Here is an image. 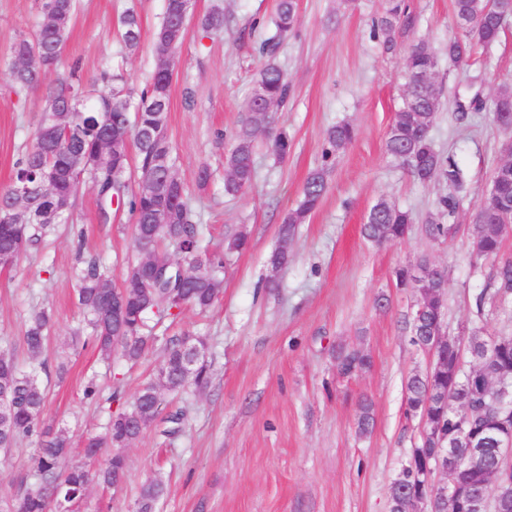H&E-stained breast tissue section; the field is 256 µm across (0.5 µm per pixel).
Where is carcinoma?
I'll return each instance as SVG.
<instances>
[{"mask_svg": "<svg viewBox=\"0 0 512 512\" xmlns=\"http://www.w3.org/2000/svg\"><path fill=\"white\" fill-rule=\"evenodd\" d=\"M77 8L76 0H42L32 35H20L11 45L9 73L12 88L20 94L30 90L41 92V109L34 140L14 162L11 183L0 190V209L11 208L10 221L0 222V252L9 251L19 260L27 247L35 244L47 229L72 215L76 186L85 176L97 192L98 219L102 224L112 220V204L127 207L133 219L134 241L149 239L156 255L170 253L158 247L161 242L174 248L185 264L197 262L204 269L197 275L182 279L177 266L161 269L150 275L154 293L146 296L139 284L130 279V272H144L142 258L127 266L121 287L127 289L125 300L131 316L130 323L114 324L104 311L105 297L115 291L112 281L95 259L84 262L78 274L77 303L82 310L91 334L83 344L92 345L105 361L119 356L127 361L139 360L146 351L160 345L163 363L155 379L142 385L134 394L129 408L111 417L106 432L87 438L83 448L73 452L66 432H40L38 426L46 403V390L32 373L21 371L13 358L0 354V452H8L18 442L33 435L39 437L38 448L32 457L36 483L24 489L6 512H52L51 504L59 508L74 506L84 499L93 482L111 486L124 475L126 460L116 452L107 465L95 472L87 468L86 460L104 448H126L158 418L163 393L180 391L189 382L204 388L210 382V365L200 356L190 377L183 367L188 356L186 345L206 350L200 337L155 336L149 322L155 317H176L187 308L209 309L221 292L224 252L239 251L248 244L247 230H240L225 240L224 250L208 251L201 245L198 225L188 205L182 181H173L155 163L158 148L170 146L166 134V114L170 102L173 73L166 66V56L186 40L188 30L182 16L193 14L189 0H165L164 12L153 40L157 61L139 94L123 71L106 68L89 83L82 81L78 64L56 79L46 81L47 70L56 64ZM455 32L448 37V61L468 62L478 52H488L505 32L502 15L512 16V0H452ZM297 22L296 0H279L274 25L276 34L264 43L265 54L272 55L278 40L293 30ZM405 0H390L386 16L377 24L384 45L392 50L397 46L399 25H412ZM206 36H218L224 31V10L213 8L198 20ZM122 51L136 53L142 41V28L137 13L127 10L119 19ZM437 51L424 41L411 45L405 53L408 81L403 105L396 112L385 142L388 155L400 162L419 181H443L452 193L441 196L436 213L425 219V232L433 240L448 235V224L457 219L460 201L457 196L464 186L463 173L453 155L444 156L434 149L431 130L442 109V87L432 80L436 72ZM291 85L285 72L272 60L262 68L256 92L246 108L245 118L237 131L226 157L228 177L224 192L231 196L243 193L254 178V149L258 133L269 134L272 150L281 158L288 155L290 140L280 126L278 109L288 100ZM486 110L512 113V81H504L486 100L476 94L458 103V111ZM112 134L118 144L113 166L98 170L89 164L99 146L102 131ZM349 124L329 127L324 135L321 166L312 170L302 190L298 207L283 219L278 231V246L269 263L274 268L288 264L290 243L297 227L320 204L326 192V171L338 152L355 138ZM57 173V182L45 188L44 174ZM491 182L499 185L500 195L491 204L479 200L468 215L469 234L474 262L498 259L507 230L502 215L512 212V172L503 173L496 166ZM26 188L19 204H14V190ZM63 197L68 208L60 212L55 202ZM414 223L410 211L381 199L368 211L362 227L370 241L394 242L405 237ZM417 265L429 269L428 278L421 284L429 300L422 312H413L411 342L416 346L431 335L436 324V310L445 308L448 269L433 267L423 257ZM512 298V261L505 260L495 267L492 287L483 289L477 298V309L488 304L506 310ZM51 313L41 308L34 311L26 325L24 342L30 357L38 358L47 341ZM469 354L482 380H495L506 374L512 378V336H483L474 330L467 336ZM456 353H444V362L431 374H414L405 384L406 414L417 411L440 424L445 435L459 429V416L451 406L435 407L440 391H464L469 379L451 371ZM337 365L347 370L362 371L370 366V358L358 349L342 347L336 354ZM490 406L486 399L476 398L471 404L474 415L467 421L469 441L483 448L496 447V439L486 429L485 417L477 411ZM359 432L365 434L373 426L372 403L360 401ZM455 470L457 479L470 490L486 488L491 468L497 465L488 457L471 462L459 453ZM164 486L157 480L147 482L141 490L137 512H153L155 503L163 496Z\"/></svg>", "mask_w": 512, "mask_h": 512, "instance_id": "1", "label": "carcinoma"}]
</instances>
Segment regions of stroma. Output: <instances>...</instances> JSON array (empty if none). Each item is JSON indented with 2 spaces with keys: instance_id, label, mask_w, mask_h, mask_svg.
Wrapping results in <instances>:
<instances>
[{
  "instance_id": "35a3bbf8",
  "label": "stroma",
  "mask_w": 512,
  "mask_h": 512,
  "mask_svg": "<svg viewBox=\"0 0 512 512\" xmlns=\"http://www.w3.org/2000/svg\"><path fill=\"white\" fill-rule=\"evenodd\" d=\"M276 2L194 0L197 17L216 5L223 9L224 33L208 38L191 27L175 53L166 121L174 168L204 242L220 248L244 229L249 245L225 254L222 290L209 311L187 309L156 328L163 336L189 331L206 339L209 385L190 383L166 394L163 418L123 450L125 483L116 490L90 485L79 512H136L150 479L164 485L159 512H389L391 485L421 443L419 418L405 412V383L429 365L406 326L415 294L397 287L395 270L423 255L447 266L448 334L465 336L478 327L487 336H512V313L476 314L475 297L492 266L474 268L466 218L502 157L503 135L489 113L462 119L456 112L458 100L490 96L502 79H512V21L491 54H477L469 67L439 62L443 108L431 138L436 151L455 155L466 188L452 230L433 240L423 220L448 188L411 176L387 155L385 139L402 105L405 51L423 40L444 52L454 30L451 0H407L415 22L390 51L374 35L388 0H297V24L275 57L293 88L281 111L290 150L278 158L266 137H258L251 187L225 195V158L265 64L259 47L275 33ZM163 6L164 0H77L59 71L76 60L89 79L120 59L118 18L131 8L140 17L142 43L120 60L131 83L143 84L155 65L153 33ZM38 7L39 0H0V187L39 120V93L15 94L9 77L12 41L32 34ZM339 123L351 124L356 138L338 155L321 204L299 225L288 265L272 269L278 227L321 162L325 130ZM204 166L211 179L202 187L197 173ZM382 198L412 211L415 222L404 240L380 246L364 237L362 225ZM97 213L96 192L81 180L72 221L52 225L14 266L0 268V350L29 370L25 324L34 309L51 311L41 355L40 378L48 388L43 422L67 430L76 448L118 412L113 390L131 401L162 363L158 348L133 365L108 364L95 349L71 343L84 327L75 298L77 251L97 255L116 286L138 256L128 211L113 212L108 224ZM340 344L367 353L369 368L339 375ZM61 363L67 372L60 377ZM92 380L100 388L94 401L83 395ZM364 397L374 418L366 434L357 425ZM176 411L185 415L183 429L165 435L164 417ZM35 446L23 440L0 460V501L12 502L30 482Z\"/></svg>"
}]
</instances>
